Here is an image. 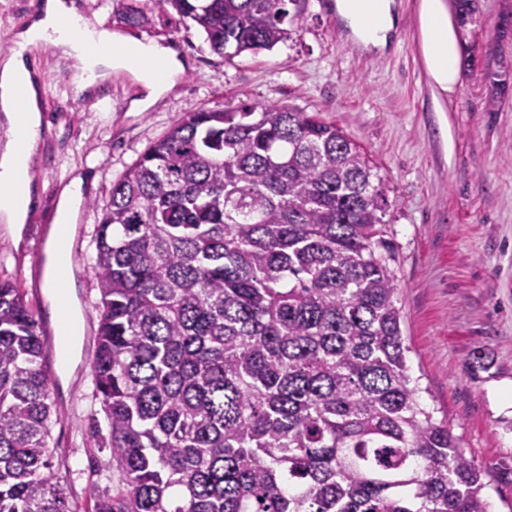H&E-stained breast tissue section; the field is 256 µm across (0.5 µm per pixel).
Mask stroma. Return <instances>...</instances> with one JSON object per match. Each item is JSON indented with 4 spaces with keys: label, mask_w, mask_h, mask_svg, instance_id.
<instances>
[{
    "label": "stroma",
    "mask_w": 512,
    "mask_h": 512,
    "mask_svg": "<svg viewBox=\"0 0 512 512\" xmlns=\"http://www.w3.org/2000/svg\"><path fill=\"white\" fill-rule=\"evenodd\" d=\"M98 29L174 48L187 62L174 88L142 112L145 89L128 73L105 84L108 102L78 105L70 71L35 51L43 74L46 134L33 167L37 207L22 238L0 224V280L51 318L41 258L61 189L74 173L90 187L75 226L72 278L82 315H96L95 235L112 185L184 113L276 103L319 114L356 143L388 199L397 305L419 399L487 474L489 512H512V0H477L459 29L463 68L453 98L438 96L421 55L420 0H394L382 49L358 46L336 0H294L289 39L273 49L221 56L164 0H78ZM144 11L150 23L121 17ZM482 361H475V354ZM93 354L70 376L47 361L55 413L49 447L76 512L112 472L108 423L95 396Z\"/></svg>",
    "instance_id": "1"
}]
</instances>
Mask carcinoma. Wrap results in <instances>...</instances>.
Here are the masks:
<instances>
[{
	"mask_svg": "<svg viewBox=\"0 0 512 512\" xmlns=\"http://www.w3.org/2000/svg\"><path fill=\"white\" fill-rule=\"evenodd\" d=\"M212 50H270L287 0H168ZM332 123L188 112L112 184L92 361L117 484L93 512H488L485 473L419 401L388 201ZM0 280V512H69L52 379Z\"/></svg>",
	"mask_w": 512,
	"mask_h": 512,
	"instance_id": "1",
	"label": "carcinoma"
}]
</instances>
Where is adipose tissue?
<instances>
[{"instance_id": "1", "label": "adipose tissue", "mask_w": 512, "mask_h": 512, "mask_svg": "<svg viewBox=\"0 0 512 512\" xmlns=\"http://www.w3.org/2000/svg\"><path fill=\"white\" fill-rule=\"evenodd\" d=\"M339 13L363 47H383L394 26L393 0H336ZM421 50L426 72L438 94L454 95L461 78L458 27L443 0H421ZM16 47L0 57V117L9 130L24 126V148L15 138L0 147V180L14 190L0 194V222L21 233L33 207L32 163L42 138L40 77L25 54L41 46L70 62L72 82L83 90L106 81L118 70L137 74L154 100L173 86V77L186 63L173 49L159 44L125 41L91 26L74 0H41L32 20L15 36ZM86 180L75 175L59 197L57 216L50 230L44 286L50 293L62 287L54 277L57 267L70 262L69 240L74 218L83 201Z\"/></svg>"}]
</instances>
